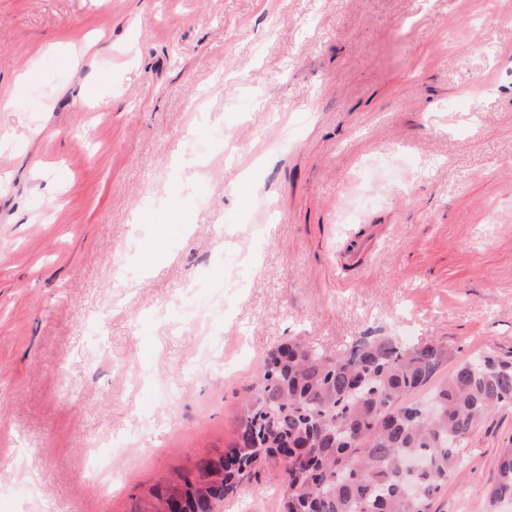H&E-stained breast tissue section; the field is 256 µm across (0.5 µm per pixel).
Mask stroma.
<instances>
[{
  "label": "stroma",
  "instance_id": "1",
  "mask_svg": "<svg viewBox=\"0 0 512 512\" xmlns=\"http://www.w3.org/2000/svg\"><path fill=\"white\" fill-rule=\"evenodd\" d=\"M371 327L512 352V0H0V512H130L269 350ZM284 496L271 462L224 512Z\"/></svg>",
  "mask_w": 512,
  "mask_h": 512
}]
</instances>
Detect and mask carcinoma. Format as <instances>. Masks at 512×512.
<instances>
[{
	"label": "carcinoma",
	"instance_id": "cac0c4a2",
	"mask_svg": "<svg viewBox=\"0 0 512 512\" xmlns=\"http://www.w3.org/2000/svg\"><path fill=\"white\" fill-rule=\"evenodd\" d=\"M457 353L372 328L336 355L311 341L279 345L245 388L236 436L219 463L169 471L142 490L131 512H144L150 499L162 502L165 487L189 498L209 494L212 512H221L271 460L285 463L284 512H433L479 421L512 407V355L459 360ZM424 390L438 404L433 413L416 398ZM409 459L420 466L407 468ZM481 494L487 512L512 501V443L501 449L496 480Z\"/></svg>",
	"mask_w": 512,
	"mask_h": 512
}]
</instances>
